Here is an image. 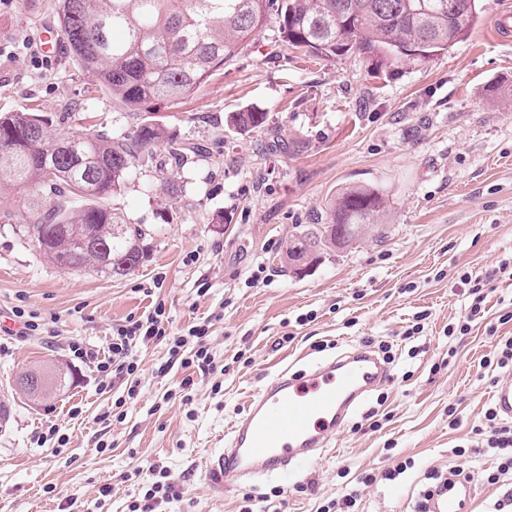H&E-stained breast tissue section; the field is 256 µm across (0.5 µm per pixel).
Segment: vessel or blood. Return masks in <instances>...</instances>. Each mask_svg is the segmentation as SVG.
I'll return each mask as SVG.
<instances>
[{
  "mask_svg": "<svg viewBox=\"0 0 512 512\" xmlns=\"http://www.w3.org/2000/svg\"><path fill=\"white\" fill-rule=\"evenodd\" d=\"M386 376L364 347L300 371L282 367L231 424L212 477L229 484L309 466ZM493 398L499 415L512 420V379L498 382ZM474 498L472 477L453 470L426 490L423 506L425 512H472Z\"/></svg>",
  "mask_w": 512,
  "mask_h": 512,
  "instance_id": "vessel-or-blood-1",
  "label": "vessel or blood"
}]
</instances>
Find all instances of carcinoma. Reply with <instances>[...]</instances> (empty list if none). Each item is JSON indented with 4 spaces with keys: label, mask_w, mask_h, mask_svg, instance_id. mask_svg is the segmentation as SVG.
Segmentation results:
<instances>
[{
    "label": "carcinoma",
    "mask_w": 512,
    "mask_h": 512,
    "mask_svg": "<svg viewBox=\"0 0 512 512\" xmlns=\"http://www.w3.org/2000/svg\"><path fill=\"white\" fill-rule=\"evenodd\" d=\"M53 10L70 58L129 112L155 101L184 102L258 39L273 14L282 41L308 54L334 58L356 50L410 59L413 50L424 51L425 59L448 51V30L463 40L480 14L479 0H468L467 10L453 18L448 0H53ZM266 121L255 108L226 118L237 131ZM50 127L38 112L0 113V187L28 191L24 203L33 214L20 232L58 267L92 266L109 277L133 272L145 232L119 222L110 201L169 133L144 120L121 138L102 131L53 135ZM385 207L373 188L342 189L325 223L293 228L281 264L304 272L317 252L356 243L361 225L379 223ZM88 235L103 251L82 247ZM28 374L42 378L41 390L19 391L34 400L47 397L56 373Z\"/></svg>",
    "instance_id": "cac0c4a2"
}]
</instances>
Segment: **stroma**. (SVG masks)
Returning a JSON list of instances; mask_svg holds the SVG:
<instances>
[{
  "instance_id": "1",
  "label": "stroma",
  "mask_w": 512,
  "mask_h": 512,
  "mask_svg": "<svg viewBox=\"0 0 512 512\" xmlns=\"http://www.w3.org/2000/svg\"><path fill=\"white\" fill-rule=\"evenodd\" d=\"M480 7L470 35L426 61L311 57L280 41L273 17L191 102L150 105L178 145L197 150L178 167L159 144L114 199L146 232L126 276L50 263L19 231L31 217L17 191L0 188L11 213L0 222V403L11 407L0 421V512H130L159 469L175 490L159 512H241L248 501L262 512L267 498L275 512H316L355 487L358 512H412L430 477L453 469L476 482L473 512H495L507 487L485 480L494 450L453 454L493 401L502 372L484 362L495 343L488 326L512 299V277L498 270L512 258V41L493 32L512 0ZM53 23L49 0H0V113L37 106L57 132L128 131L136 116L67 52L44 58L39 35ZM250 107L266 112L264 127H227L229 113ZM354 185L383 194L381 228L289 273L280 256L293 226L316 223ZM260 266L267 277L257 281ZM467 272L492 274L493 291L484 320L459 340L448 327L468 305ZM159 303L174 336L211 319L210 351L228 370L176 365L162 376L165 343L138 347L139 394L124 419L112 418L125 382L102 387L94 363L72 362L66 344L104 349L116 328ZM18 306L39 314V335H17ZM305 314L311 322L298 324ZM416 324L422 332L406 337ZM368 342L387 345L388 377L318 460L226 490L212 482L227 427L268 376ZM53 363L66 372L59 391L37 402L16 392L19 373ZM373 412L384 419L377 431L365 426ZM53 424L65 447L40 439ZM407 458L413 468L381 479ZM369 473L376 482L360 486Z\"/></svg>"
}]
</instances>
